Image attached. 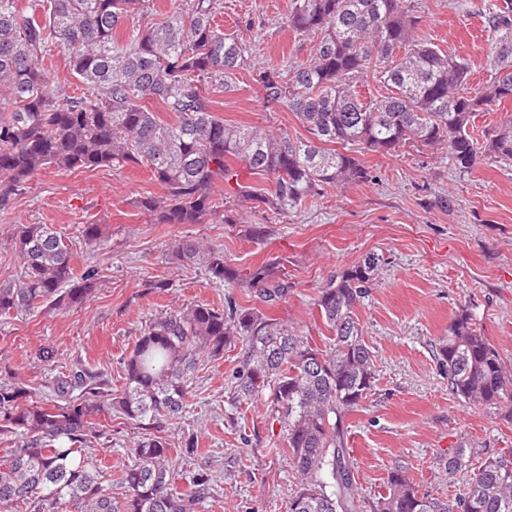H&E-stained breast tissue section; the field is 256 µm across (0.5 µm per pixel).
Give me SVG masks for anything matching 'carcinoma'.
<instances>
[{"mask_svg": "<svg viewBox=\"0 0 512 512\" xmlns=\"http://www.w3.org/2000/svg\"><path fill=\"white\" fill-rule=\"evenodd\" d=\"M218 0H175L159 22L152 0H0V209L49 168L67 171L132 163L150 171L165 196L139 208L158 224H199L253 202L275 216L327 187L369 179L349 147L391 155L410 142L444 146L461 171L482 156L512 161V117L481 142L472 118L512 99V0L488 18L487 85L467 90L465 59L420 34L419 0H290L285 26L314 40L309 56L283 74L255 71L246 45L215 21ZM53 45L80 85L70 96L49 80L42 61ZM246 71L264 104L293 112L308 136H273L259 126L227 125L218 98ZM373 75L390 94L364 100ZM175 116L161 120L150 105ZM271 178L264 194L240 179L239 166ZM84 245L107 243L102 224H86ZM15 278L0 282V315L46 306L68 309L92 296L94 266L74 276L69 244L46 224L24 225L12 237ZM169 259L196 265L214 284L244 288L243 306L194 304L165 313L140 332L123 358L124 385L76 366L48 381L40 395L12 377L0 380V441L14 443L0 458V512H199L213 475L199 469L176 482L170 443L150 433L129 451L112 496L94 443L115 415L148 429L178 420L189 405L200 360H217L239 343L230 405L266 399L269 429L297 475L288 512H512V448L471 467V448H458L445 469L459 476L446 498L419 491L402 466L387 475L385 492L367 496L346 447V421L370 395L374 355L356 313L375 280L379 258L332 273L313 306L329 335L315 341L272 315L291 283L277 261L238 269L224 250L176 240ZM434 357L457 399L512 416V372L481 333L468 308L448 326Z\"/></svg>", "mask_w": 512, "mask_h": 512, "instance_id": "obj_1", "label": "carcinoma"}]
</instances>
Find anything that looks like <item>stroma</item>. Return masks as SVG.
Returning a JSON list of instances; mask_svg holds the SVG:
<instances>
[{
    "instance_id": "35a3bbf8",
    "label": "stroma",
    "mask_w": 512,
    "mask_h": 512,
    "mask_svg": "<svg viewBox=\"0 0 512 512\" xmlns=\"http://www.w3.org/2000/svg\"><path fill=\"white\" fill-rule=\"evenodd\" d=\"M421 2L425 36L468 62L472 86L489 82L487 18L500 0ZM289 4L220 0L216 20L248 45L252 65L284 72L312 48L285 27ZM251 17L259 23L249 28ZM235 82L216 107L225 123L305 137L294 113L264 107L260 87L247 73ZM360 159L371 173L367 181L327 188L276 219L244 207L234 224L217 216L199 224L153 223L137 201L163 196L164 189L133 164L41 172L0 210V280L18 268L9 237L20 224L51 225L73 248L75 269L97 267L100 280L87 301L70 309L44 306L0 317V379L16 376L37 388L80 363L119 387L122 359L149 320L199 302L218 308L228 295L247 302L241 289L212 284L203 270L171 263L172 241L224 249L241 269L267 258L279 261L291 287L273 314L314 337L327 333L313 307L318 287L374 253L381 259L375 285L357 316L374 355L376 381L347 420L355 477L373 495L383 491L388 471L401 465L422 491L450 495L456 480L444 463L456 449H476L482 461L512 448V418L456 399L433 356L465 306L512 369V165L488 157L462 172L447 149L418 144ZM86 224L107 226L103 249L86 250ZM259 224L267 228L262 241L249 234ZM242 354L235 344L220 359L200 361L186 413L161 428L175 444L185 433L198 436L196 453L180 456L177 469L185 475L205 466L216 475L201 512H286L297 479L273 448L263 402L240 411L229 404L230 375ZM142 434L138 426L113 419L99 457L120 470Z\"/></svg>"
}]
</instances>
